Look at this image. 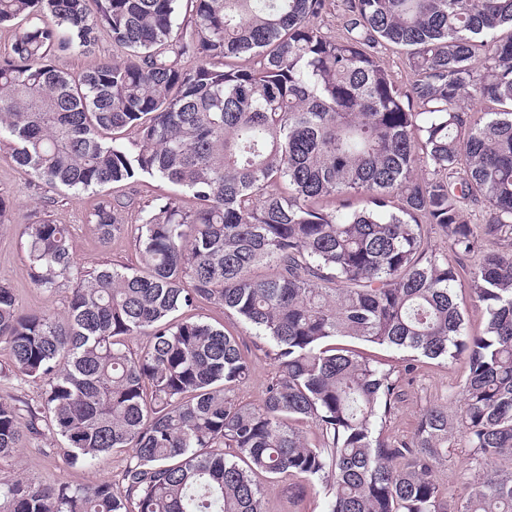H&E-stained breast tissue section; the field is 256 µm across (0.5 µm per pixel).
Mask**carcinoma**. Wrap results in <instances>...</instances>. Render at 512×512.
Listing matches in <instances>:
<instances>
[{"label": "carcinoma", "mask_w": 512, "mask_h": 512, "mask_svg": "<svg viewBox=\"0 0 512 512\" xmlns=\"http://www.w3.org/2000/svg\"><path fill=\"white\" fill-rule=\"evenodd\" d=\"M326 3L0 0V150L47 189L96 194L87 223L140 257L79 267L66 225L23 223L33 283L69 297L60 316L21 313L0 283V377L45 385L38 407L0 397V461L28 434L84 465L129 455L116 488L1 481L0 512H265L258 473L331 487L328 512H512V470L493 468L512 462V0H342L339 36ZM101 35L112 55L56 66ZM385 43L406 51L404 86ZM141 177L180 192L130 224L110 188ZM199 298L274 348L259 404L235 398L251 373L237 339L179 318ZM339 338L466 356L456 415L431 405L391 437L393 371ZM456 430L478 476L450 501L436 471ZM456 295L461 307L466 311V327L469 332H478L483 328L484 316L482 310L475 306L466 277L461 279L456 288Z\"/></svg>", "instance_id": "1"}]
</instances>
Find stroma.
Returning a JSON list of instances; mask_svg holds the SVG:
<instances>
[{"instance_id": "35a3bbf8", "label": "stroma", "mask_w": 512, "mask_h": 512, "mask_svg": "<svg viewBox=\"0 0 512 512\" xmlns=\"http://www.w3.org/2000/svg\"><path fill=\"white\" fill-rule=\"evenodd\" d=\"M0 189L8 192L16 218L15 223L0 224V282L10 285L21 311L59 314L66 305V290H42L30 277L21 239V224L35 212L49 211L58 223L68 225L71 253L77 265L91 267L114 263L137 266L139 254L132 240L118 238L101 243L91 226L86 224V215L96 203V195L88 192L75 195L64 189L44 192L37 180L2 152ZM184 314L238 336L252 363V373L238 387L235 395L239 402L259 403L277 373V364L267 340L236 316L207 302L196 303L185 309ZM368 352L392 365L400 379V398L385 423L387 434L398 439L410 438L424 408L432 405L456 407V396L466 371L465 360L444 362L421 358L409 366L401 353L378 346L369 347ZM127 459L126 452L115 450L101 455L93 466L73 465L62 454L43 453L39 441L29 437L14 459L0 461V479L6 481L20 476L36 484L72 486L104 481L116 483ZM292 484L288 477L274 483L262 480L266 512H326L330 499L328 489L320 488L301 496L294 492Z\"/></svg>"}]
</instances>
